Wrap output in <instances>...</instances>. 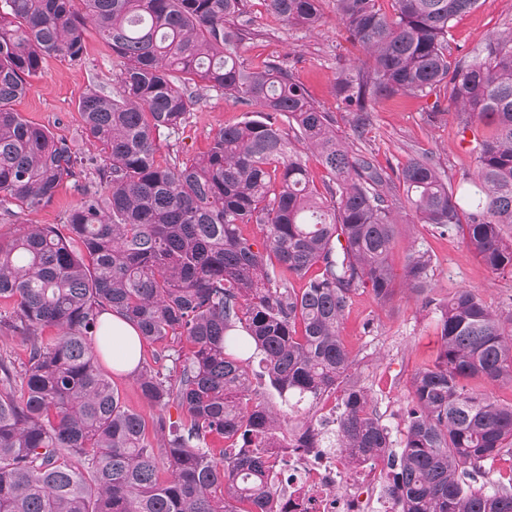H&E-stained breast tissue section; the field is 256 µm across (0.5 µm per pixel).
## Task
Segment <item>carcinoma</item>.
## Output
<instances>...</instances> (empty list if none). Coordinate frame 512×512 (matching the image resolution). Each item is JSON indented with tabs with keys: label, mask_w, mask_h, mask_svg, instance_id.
<instances>
[{
	"label": "carcinoma",
	"mask_w": 512,
	"mask_h": 512,
	"mask_svg": "<svg viewBox=\"0 0 512 512\" xmlns=\"http://www.w3.org/2000/svg\"><path fill=\"white\" fill-rule=\"evenodd\" d=\"M244 0H0V205L38 212L76 176L79 145L14 108L45 58H85L92 26L112 49L119 87L89 90L83 134L102 154L101 186L66 219L0 237V330L28 341L21 366L0 356V512H282L268 448H331L389 459L398 512H512V472L493 492L466 478L512 455V404L468 387L512 384V314L472 290L432 296L431 258L411 247L405 290L439 312L435 360L411 381L402 447L367 391L339 328L361 288L397 294L390 256L401 188L418 223L459 233L491 271L512 269V31L448 62V31L478 0H334L348 41L367 56L338 78L357 113L442 87L475 139L476 172L453 187L430 157L387 173L336 135L329 112L281 64L240 61L234 18ZM270 17L316 27L325 0H264ZM224 91L242 119L218 130L191 164L158 156L204 88ZM300 142L330 175L317 194ZM262 224V245L243 236ZM292 279L306 280L299 290ZM131 322L156 345L133 372L144 400L180 411L167 428L128 408L98 353L101 315ZM54 335H44L45 329ZM287 406L341 391L333 439L297 430L260 398ZM227 447L213 454L211 437Z\"/></svg>",
	"instance_id": "carcinoma-1"
}]
</instances>
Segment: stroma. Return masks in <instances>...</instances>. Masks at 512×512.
I'll return each instance as SVG.
<instances>
[{"label":"stroma","instance_id":"stroma-1","mask_svg":"<svg viewBox=\"0 0 512 512\" xmlns=\"http://www.w3.org/2000/svg\"><path fill=\"white\" fill-rule=\"evenodd\" d=\"M244 64L260 61L282 63L293 79L302 83L312 99L333 117L337 135L371 155L387 171L401 168L410 159L429 154L449 184L462 173H474L471 144L458 126L454 112L439 91L406 94L383 101L369 115L364 135L354 130L355 117L336 95L341 69L358 70L361 53L348 41L336 18L333 0L324 6V18L315 29L288 26L269 17L261 0H247L239 18ZM512 30V0H479L477 7L458 17L448 36L451 57L475 54L494 32ZM84 63L59 57L46 58L40 74L30 81L15 108L29 121L48 127L57 137L80 140L84 162L77 178L63 182L53 202L42 211L9 214L0 208V231L19 224L63 225L83 189H97L96 157L100 152L82 142L78 104L89 86L104 91L117 88L118 69L112 51L95 29H87ZM242 110L223 91H203L199 103L188 112L181 128L159 140L162 157L188 163L203 155L214 134L225 124L241 120ZM401 224L392 256L395 274H402L408 250L419 243L431 256L435 298L443 300L456 290L475 291L498 312H512V272L488 270L467 247L461 235H440L430 225L413 223L403 195L393 198ZM438 315L409 293L399 294L388 306H380L369 291L354 295L341 324V336L354 363L351 373L372 397L386 425L393 448L404 438V417L411 400V378L434 358L437 350Z\"/></svg>","mask_w":512,"mask_h":512}]
</instances>
